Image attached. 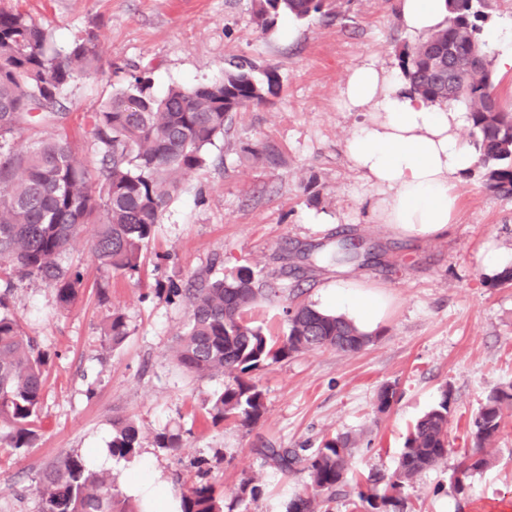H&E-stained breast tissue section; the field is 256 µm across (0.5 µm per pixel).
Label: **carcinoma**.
<instances>
[{
	"mask_svg": "<svg viewBox=\"0 0 512 512\" xmlns=\"http://www.w3.org/2000/svg\"><path fill=\"white\" fill-rule=\"evenodd\" d=\"M351 0H252V17L263 35L275 19L291 14L299 20L326 23L345 18ZM448 27L398 52L413 93L435 104L465 107L486 188L512 196V112L501 109L496 78L481 39L487 0H447ZM99 60L97 37L89 33L62 53L51 47L47 29L21 13L0 12V427L7 429L13 452L32 448L38 438L48 353L24 335L8 311L15 282L37 279L53 288L67 309L76 301L83 275L63 262L71 240L90 232L94 260L114 273L134 276L142 252L160 222L180 178L206 166L208 146L231 134L239 113L260 107L275 95L277 75L247 60H232L224 80L186 89L152 91L145 74L131 75L128 86L94 113L93 126L102 145L100 167L90 168L65 137L36 146L15 142L24 124L59 117L62 90ZM239 160L269 168L281 166L277 148L268 142L240 147ZM168 296L186 298L189 322L180 334L176 359L190 374L228 377L215 393L212 421L234 420L249 426L263 410V396L248 375L303 350L334 348L356 352L372 340L340 314L308 305L287 310L288 331L276 342L245 318L261 297L279 289L249 269L202 281L196 288L172 283ZM129 336L124 314L112 312L106 337L112 347ZM512 407V383L488 394L469 423L471 449L460 462L462 478L489 464L486 448L496 440L504 410ZM448 391L437 406L409 431L398 465L384 479L369 475L356 481L364 512H405L403 491L418 475L448 455ZM140 448V431L131 420L112 419L106 451L130 459ZM259 453L282 473H307L303 493L285 512H322L344 486L348 440L325 441L307 457L286 448ZM383 489H378L380 483ZM39 512H137L112 487L109 473L97 468L93 455H70L45 469L39 482ZM180 512H224V497L207 484L181 492Z\"/></svg>",
	"mask_w": 512,
	"mask_h": 512,
	"instance_id": "cac0c4a2",
	"label": "carcinoma"
}]
</instances>
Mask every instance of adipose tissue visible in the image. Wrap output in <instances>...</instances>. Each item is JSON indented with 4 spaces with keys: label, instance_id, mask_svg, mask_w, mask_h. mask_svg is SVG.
I'll use <instances>...</instances> for the list:
<instances>
[{
    "label": "adipose tissue",
    "instance_id": "1",
    "mask_svg": "<svg viewBox=\"0 0 512 512\" xmlns=\"http://www.w3.org/2000/svg\"><path fill=\"white\" fill-rule=\"evenodd\" d=\"M401 25L426 35L448 25L446 0H397ZM344 108L361 113L346 143L352 167L374 191L377 223L409 236H435L453 224L457 184L477 163L460 138L464 115L411 92L400 67L368 58L339 91Z\"/></svg>",
    "mask_w": 512,
    "mask_h": 512
}]
</instances>
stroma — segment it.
Instances as JSON below:
<instances>
[{
	"label": "stroma",
	"instance_id": "35a3bbf8",
	"mask_svg": "<svg viewBox=\"0 0 512 512\" xmlns=\"http://www.w3.org/2000/svg\"><path fill=\"white\" fill-rule=\"evenodd\" d=\"M0 11L36 19L58 50L98 35L100 62L64 89L63 114L20 131L27 143L68 137L92 167L102 157L92 115L133 69L146 71L158 94L222 81L230 59L278 76L269 103L241 112L231 137L209 146L207 165L181 179L139 276L98 265L83 234L64 257L84 276L68 310H59L54 289L41 281L16 284L9 311L50 360L36 445L5 453L0 429V512H38L46 465L105 450L116 416L133 420L141 437L137 456L113 461L112 483L121 494L147 469L172 503L182 490L209 484L223 491L232 512H285L307 475L281 474L259 449L308 455L342 436L352 444L349 483L332 507L355 512L352 481L391 475L408 429L445 392L448 455L406 487L407 512H512V416L490 449V466L468 478L464 493L452 487L470 448L469 422L493 388L512 382V288L491 287L483 264L490 249L512 256V196L490 193L471 171L458 184L454 224L437 236L409 237L374 223L372 190L346 156L360 120L340 101L349 71L370 57L397 61L399 50L417 41L401 28L396 0H353L345 18L331 24L283 18L267 36L251 20V0H0ZM255 141L274 144L282 166L240 163V147ZM344 241L358 244L360 259L335 260ZM240 268L280 289L246 314L273 340L287 330L289 306L335 310L337 281L381 304L373 340L360 351H302L253 371L264 410L251 426L215 423L206 414L227 378L178 366L177 338L190 308L167 295L170 283L187 288ZM116 308L129 335L114 348L105 327ZM387 384L397 398L381 412L377 396ZM161 432L179 434L181 449L157 447ZM245 479L258 492L234 501Z\"/></svg>",
	"mask_w": 512,
	"mask_h": 512
}]
</instances>
